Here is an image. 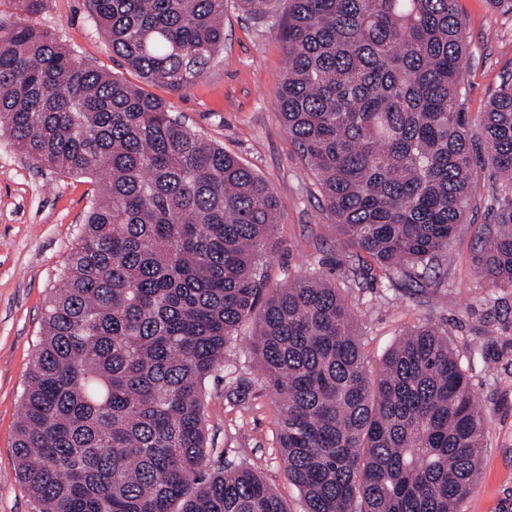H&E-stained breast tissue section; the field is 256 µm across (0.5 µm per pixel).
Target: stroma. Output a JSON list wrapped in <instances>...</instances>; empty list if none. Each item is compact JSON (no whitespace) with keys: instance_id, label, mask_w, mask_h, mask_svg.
Returning a JSON list of instances; mask_svg holds the SVG:
<instances>
[{"instance_id":"obj_1","label":"stroma","mask_w":512,"mask_h":512,"mask_svg":"<svg viewBox=\"0 0 512 512\" xmlns=\"http://www.w3.org/2000/svg\"><path fill=\"white\" fill-rule=\"evenodd\" d=\"M457 7L467 43L463 108L476 120L503 77L512 75V13L489 0H458ZM28 20L10 0H0L1 29ZM29 21L56 34L77 59L138 83L113 55L85 0H46ZM286 68L285 46L268 25L249 19L236 0H225L224 44L206 74L181 93L160 84L146 90L273 186L281 222L276 251L261 268L267 291L313 268L334 275L354 311L365 366L373 373L406 330L429 323L447 332L486 422L485 448L462 510L512 512V288H492L475 276L481 241L497 230L486 177H479L463 224L421 286L390 283L377 269L348 280V252L336 241L316 179L275 102ZM97 195V183L38 166L0 134V512L40 510L18 475L15 426L46 303ZM252 328L249 322L240 327L223 367L206 382L208 445L215 450L209 466L217 468V451L233 459L247 450L288 512H304L279 447L276 397L249 352Z\"/></svg>"}]
</instances>
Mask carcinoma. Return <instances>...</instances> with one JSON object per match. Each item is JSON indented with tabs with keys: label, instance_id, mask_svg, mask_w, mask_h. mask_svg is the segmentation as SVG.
Masks as SVG:
<instances>
[{
	"label": "carcinoma",
	"instance_id": "cac0c4a2",
	"mask_svg": "<svg viewBox=\"0 0 512 512\" xmlns=\"http://www.w3.org/2000/svg\"><path fill=\"white\" fill-rule=\"evenodd\" d=\"M28 17L45 0H11ZM225 0H87L121 58L180 93L224 42ZM276 0H237L256 21ZM275 99L350 276L415 283L463 223L481 166L512 287V76L473 129L457 0H288ZM0 131L40 166L102 182L43 316L16 426L41 512H288L245 457L207 472L206 380L260 311L250 352L278 396L305 512H462L485 420L448 335H402L366 370L352 308L311 270L269 294L279 203L253 168L141 87L31 24L0 33ZM485 158L477 159V147Z\"/></svg>",
	"mask_w": 512,
	"mask_h": 512
}]
</instances>
